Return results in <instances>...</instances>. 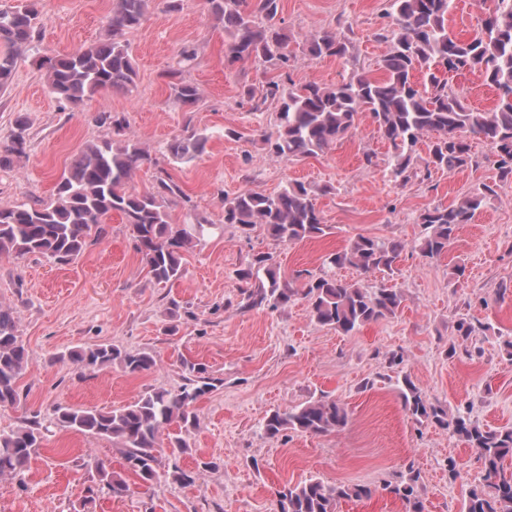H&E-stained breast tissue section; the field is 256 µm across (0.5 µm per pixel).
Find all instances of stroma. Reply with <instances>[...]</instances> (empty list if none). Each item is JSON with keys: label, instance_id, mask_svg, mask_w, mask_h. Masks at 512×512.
Wrapping results in <instances>:
<instances>
[{"label": "stroma", "instance_id": "35a3bbf8", "mask_svg": "<svg viewBox=\"0 0 512 512\" xmlns=\"http://www.w3.org/2000/svg\"><path fill=\"white\" fill-rule=\"evenodd\" d=\"M39 10L36 48L0 88V143L17 118L28 124L25 155L0 168V205L49 199L74 156L107 134L94 120L107 111L126 116L151 157L134 172L130 189L152 190L167 171L194 212L217 229L186 254L182 278L167 285L151 280L117 214L107 234L70 263L0 258V305L12 309L30 355L20 403L0 410V431L31 415L50 425L25 485L0 478V512H277L278 490L313 476L371 487V497L342 501L337 512H406L387 486L413 470L425 512H461L482 481V465L447 430L412 419L395 379L410 375L432 402L452 414L469 413L482 427H512V363L503 352L512 338V179H500L489 146L474 142L467 167L398 185L388 176V145L363 113L351 134L318 156L271 155L265 139L276 132V110H253L248 94L261 92L279 71L252 62L226 69L224 28L205 0H183L175 13L149 4L146 21L126 35L138 73L133 91L97 95L74 108L50 94L39 61L105 39L112 0H40ZM389 10L390 0H281L276 24L290 47L316 30L342 33L353 45L349 60L299 58L290 69L293 82L331 86L354 68L381 77ZM187 46L197 59L185 77L202 93L191 107L171 98L168 77ZM188 127L205 136V148L190 161H173L168 147ZM296 180L313 186L332 234L279 244L262 229L245 235L225 223V196L273 194ZM486 184L494 189L488 205L459 229L447 255L421 258L414 248L422 234L419 214ZM360 235L405 245L394 276L405 301L396 316L342 336L312 320L301 299L274 311L241 309L238 272L253 254H271L281 276L298 288L324 274L326 254ZM458 265L463 275L455 274ZM462 317L480 325V333L455 337ZM100 343L150 352L159 363L130 373L118 366L82 369L66 357L75 347ZM394 352L402 361L393 367ZM182 356L224 381L198 400L192 451L179 460L189 470L202 460L213 469L199 472L187 488L165 477L148 487L133 477L126 496L100 493L84 503L88 458L118 471L121 455L110 441L51 425L53 407L111 410L152 389L178 390ZM323 393L346 408V426L324 435L264 434L272 411ZM452 459L462 467L455 480L448 476Z\"/></svg>", "mask_w": 512, "mask_h": 512}]
</instances>
